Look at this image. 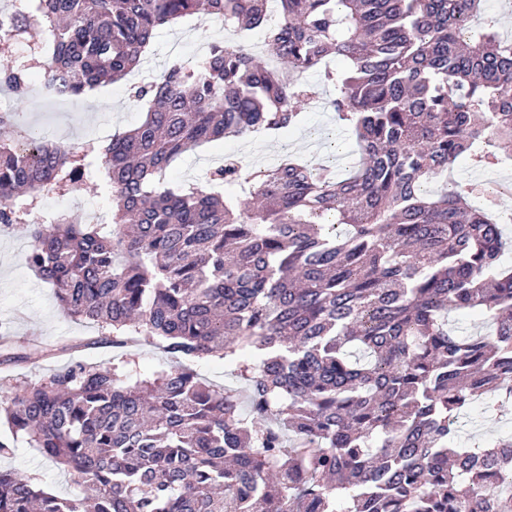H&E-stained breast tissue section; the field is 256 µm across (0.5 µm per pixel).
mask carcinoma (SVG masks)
I'll use <instances>...</instances> for the list:
<instances>
[{
	"instance_id": "carcinoma-1",
	"label": "carcinoma",
	"mask_w": 512,
	"mask_h": 512,
	"mask_svg": "<svg viewBox=\"0 0 512 512\" xmlns=\"http://www.w3.org/2000/svg\"><path fill=\"white\" fill-rule=\"evenodd\" d=\"M28 2L50 30L34 60L71 97L122 81L156 29L202 11L265 29L279 64L214 45L136 86L143 120L103 145L61 147L0 112V225L32 232L29 267L112 344L149 338L178 361L12 385V436L81 493L0 469V512H512V436L469 444L457 426L466 409L512 414L500 212L446 182L462 157H512V40L472 27L485 0H279L277 24L267 0ZM332 56L329 108L361 153L347 173L287 158L245 176L228 155L188 188L165 182L202 145L298 125L316 95L300 78ZM28 75L0 72V88L22 97ZM94 161L112 229L42 222ZM452 312L490 331L459 335ZM214 356L241 387L192 368Z\"/></svg>"
}]
</instances>
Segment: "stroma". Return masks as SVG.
<instances>
[{"mask_svg": "<svg viewBox=\"0 0 512 512\" xmlns=\"http://www.w3.org/2000/svg\"><path fill=\"white\" fill-rule=\"evenodd\" d=\"M257 29L241 35L215 18L199 14L173 27L159 29L145 54V78L159 76L173 63L192 64L201 59L208 43L238 45L264 41ZM98 103L86 98L73 100L68 107L51 103L36 104L26 98L16 109L22 120L41 130L52 142L73 145L85 141L102 142L113 134L134 126L142 117L143 105L134 100L125 83L102 85ZM240 157L248 168L273 167L293 155L315 163L332 161L338 172H345L359 155L350 131L336 124L335 114L325 109L304 108L303 122L278 136L277 140L255 142L250 138L228 139L203 146L183 157L166 174L167 182L185 186L201 179L225 154ZM512 180V159L492 168H479L470 161L456 164L449 179L460 186L476 185L491 193L498 180ZM33 239L20 229L0 231V323L12 334L9 348L0 347V394L5 380H28L55 372L72 362L109 366L112 347L96 344V328L66 315L53 288L44 283L26 263ZM65 345V352L53 357L34 354V347ZM0 467L16 469L37 477L54 494L71 497L78 493L77 476L50 461L40 449L18 439L13 455L0 457Z\"/></svg>", "mask_w": 512, "mask_h": 512, "instance_id": "1", "label": "stroma"}]
</instances>
